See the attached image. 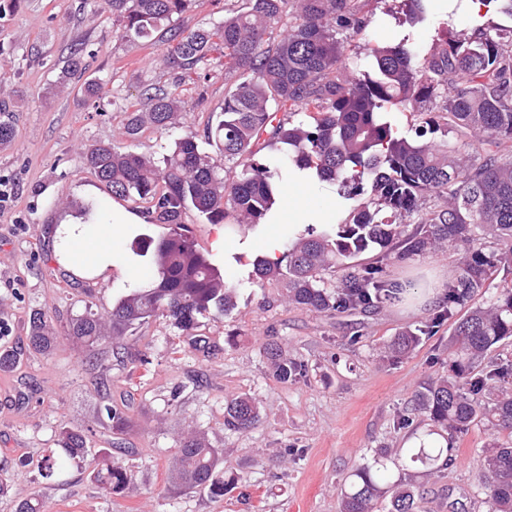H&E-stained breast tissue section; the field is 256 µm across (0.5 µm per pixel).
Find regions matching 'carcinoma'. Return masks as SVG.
Wrapping results in <instances>:
<instances>
[{
  "label": "carcinoma",
  "mask_w": 512,
  "mask_h": 512,
  "mask_svg": "<svg viewBox=\"0 0 512 512\" xmlns=\"http://www.w3.org/2000/svg\"><path fill=\"white\" fill-rule=\"evenodd\" d=\"M104 4L123 38L151 42L160 31L168 34L165 65L183 75L206 78L208 62L221 51L224 107L203 135L189 130L175 137L160 164L114 145L88 147L95 176L113 195L146 204V223L163 224L168 232L136 248V255L150 256L157 273L152 285L121 298L106 322L90 310L71 316L64 336L92 351L109 342L107 322L112 336L122 337L151 319L185 332L201 318L229 315L237 287L198 249L182 218L193 209L211 224L253 228L269 222L283 185L259 154L274 147L289 167L335 184L351 201L343 223L308 224L282 256L253 260L252 279L285 289L289 304L320 313L362 311L388 297V263L443 249L459 254L443 294L446 308L426 326L430 331L452 321L448 377L427 384L414 407L446 435V446L432 442L434 431H424L406 455L384 454L357 468L341 491L340 512H371L373 502L388 494L391 512H416L414 491L388 481L390 469L418 463L431 475L447 468L453 437L477 420L512 431L509 368L485 364L494 348L512 338V286L501 285L491 303L454 317L457 307L486 293L500 268L512 264V28L441 39L421 64L402 44L377 45L369 67L355 73L345 65V44L365 31L363 0H243L223 22L191 30L175 22L195 0ZM390 106L417 112L422 121L400 133L388 120ZM292 108L312 112L311 121L277 117ZM183 110L176 93L148 85L124 136L134 139L147 125L169 133ZM475 138L483 153L472 158ZM230 168L236 170L231 180L224 176ZM367 250L376 258L362 264L358 257ZM329 269L343 272L338 284L325 283ZM27 340L42 355L57 348L41 309L30 314ZM418 342V333L405 331L391 344L392 354H406ZM263 352L280 382L303 376L304 363L285 356L276 341ZM100 388L97 425L119 437L129 417L112 405L107 383ZM258 421L254 399L225 402L227 429L246 432ZM88 443L83 431L57 435L65 458L92 468L101 489L126 494L128 469ZM481 469L486 512H512V446L486 451ZM173 483L223 497L217 449L196 435L185 438Z\"/></svg>",
  "instance_id": "cac0c4a2"
}]
</instances>
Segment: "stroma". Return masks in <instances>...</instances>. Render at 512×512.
Listing matches in <instances>:
<instances>
[{
    "label": "stroma",
    "mask_w": 512,
    "mask_h": 512,
    "mask_svg": "<svg viewBox=\"0 0 512 512\" xmlns=\"http://www.w3.org/2000/svg\"><path fill=\"white\" fill-rule=\"evenodd\" d=\"M402 0H365L362 37L347 45V61L363 68L380 43H405L424 56L437 40L476 32L512 17L476 10L473 0H429L423 21L405 19ZM81 70L66 73L72 52ZM162 43L122 38L96 0H0V104L7 106L14 137L0 146V183L10 198L0 204V334L4 348L21 360L0 371V461L30 459L13 473V498H0V512H13L16 499H42L46 512H339L341 489L356 468L376 454L398 453L433 426L416 417L397 426L427 382L448 372V325L422 336L407 355L387 354L401 332L424 328L437 309L408 310L383 301L354 314L331 315L288 305L280 289L250 279L252 261L267 240L285 242L298 220L282 213L273 224L232 232L196 211L183 217L199 248L238 288L236 309L205 318L195 339L161 319L140 326L129 343L148 352L151 363L133 364L61 340L46 357L29 351L32 309L48 312L54 329L85 308L109 310L132 288L148 285L154 269L131 257L135 235L160 237L161 224H124L114 237L106 273L75 268L61 259L60 226L81 206L101 212L121 209L138 216L142 204L113 196L88 169L84 148L121 145L120 129L142 89L149 84L176 89L185 103L184 128L203 131L224 105V61L214 60L209 78L180 77L162 63ZM101 83L98 97L85 98L88 82ZM303 194L315 224H337L347 203L336 187L318 180L289 179ZM457 254L445 250L389 263V280L427 288L432 270L455 271ZM276 339L288 355L304 362V376L283 383L263 353ZM106 378L114 402L126 403L130 426L124 436L129 456L116 455L133 474V489L111 496L92 480L86 466L66 463L41 478L38 460L54 448L60 429L93 430L92 448H107L96 433V378ZM256 400V426L238 433L224 426V402ZM202 434L219 453L230 483L223 498L206 491L174 489L169 476L184 436ZM455 460L423 479L422 512H448L449 498H482L480 460L485 449L512 445V433L477 422L453 440Z\"/></svg>",
    "instance_id": "stroma-1"
}]
</instances>
